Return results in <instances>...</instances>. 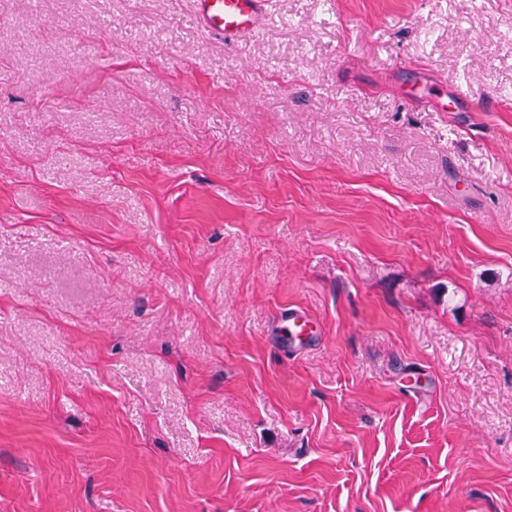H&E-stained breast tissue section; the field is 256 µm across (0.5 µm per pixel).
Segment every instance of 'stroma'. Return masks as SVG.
<instances>
[{"mask_svg":"<svg viewBox=\"0 0 512 512\" xmlns=\"http://www.w3.org/2000/svg\"><path fill=\"white\" fill-rule=\"evenodd\" d=\"M269 7L0 0V512H512V0ZM265 0H195V17L209 34L230 38L256 32L265 17Z\"/></svg>","mask_w":512,"mask_h":512,"instance_id":"35a3bbf8","label":"stroma"}]
</instances>
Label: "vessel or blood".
<instances>
[{
	"label": "vessel or blood",
	"mask_w": 512,
	"mask_h": 512,
	"mask_svg": "<svg viewBox=\"0 0 512 512\" xmlns=\"http://www.w3.org/2000/svg\"><path fill=\"white\" fill-rule=\"evenodd\" d=\"M265 5L266 0H195V17L207 33L230 38L257 31Z\"/></svg>",
	"instance_id": "obj_1"
}]
</instances>
